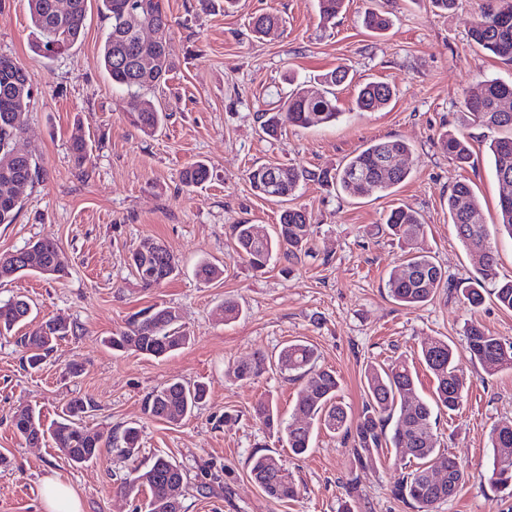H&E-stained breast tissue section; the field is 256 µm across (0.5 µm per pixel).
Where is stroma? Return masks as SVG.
Returning a JSON list of instances; mask_svg holds the SVG:
<instances>
[{
    "label": "stroma",
    "mask_w": 512,
    "mask_h": 512,
    "mask_svg": "<svg viewBox=\"0 0 512 512\" xmlns=\"http://www.w3.org/2000/svg\"><path fill=\"white\" fill-rule=\"evenodd\" d=\"M483 2L459 0L455 11L438 16L429 0H387L393 24L374 35L361 23L368 0H346L328 26L320 22L317 0H239L229 11L224 0H163L173 22V68L151 97L169 119L149 137L131 124L120 92L98 65L107 33L101 15L89 13L73 50L46 59L34 49L27 0H0V55L27 70L34 91L16 148L43 171L15 221L0 224V253L51 235L67 270L58 280L36 273L0 279V302L22 295L39 318L60 317L82 328L81 335L59 342L36 373L24 368L13 337L0 338V512H44L42 481L49 474L76 493L82 512H133L135 499L119 487L159 456L183 469L176 492L181 512H342L346 506L352 512H413L390 494L400 474L394 449H383L376 464L360 468L350 442L316 428L310 450L293 455L254 419L253 405L272 398L280 417L292 420L299 382L273 369L239 382L226 369L273 355L289 341H306L319 365L336 373L340 399L354 420L363 406L366 366L393 356L414 361L418 392L432 399L434 381L418 354L439 338L454 345L470 383L458 411L439 413L437 446L465 466L468 478L434 512H512V495L488 482L490 430L512 419V371L491 378L475 371L464 336L465 323L473 321L512 339V310L490 295L473 310L445 288L406 310L385 288L404 258L398 241L384 232L390 209L406 204L422 214L427 228L418 245L455 283L472 277L475 264L448 222L453 185L470 181L485 224L496 220L492 131L468 128L472 157L464 166L440 148L443 133L466 128L465 88L484 76L512 81V64L469 37ZM262 12L281 15L284 24L258 38L249 21ZM339 66L353 78L339 93L340 121L289 125L275 138L261 132L257 114L278 106L289 79L307 81ZM372 80L391 84L393 100L377 112L352 111L356 85ZM78 130L92 145L82 173L69 151ZM383 137L410 145L406 182L360 199L311 182L301 185L296 202L311 215L309 256L292 266L278 259L260 271L239 258L231 226L255 224L270 232L280 210L253 193L248 168L267 162L335 168ZM197 161L208 166L209 180L182 188L180 172ZM148 238L165 246L180 267L154 288L143 287L128 266ZM203 260L223 264V278L200 280L196 269ZM227 298L242 309L231 323L219 311ZM152 305L177 310L189 345L161 358L105 346V338L123 330L132 314ZM73 364L82 367L81 376L68 375ZM174 379L205 381L206 403L176 425L144 415L143 397ZM76 397L93 401L83 417L91 430L119 433L137 424V453L125 457L106 450L75 466L52 439L26 442L11 424L17 408L40 410L49 421ZM264 451L280 455L300 486L297 499L271 500L251 480L250 459Z\"/></svg>",
    "instance_id": "35a3bbf8"
}]
</instances>
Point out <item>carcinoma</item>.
I'll list each match as a JSON object with an SVG mask.
<instances>
[{"instance_id": "obj_1", "label": "carcinoma", "mask_w": 512, "mask_h": 512, "mask_svg": "<svg viewBox=\"0 0 512 512\" xmlns=\"http://www.w3.org/2000/svg\"><path fill=\"white\" fill-rule=\"evenodd\" d=\"M55 0H28L30 20L38 38L37 49L46 58H56L72 49L83 34L89 11V0H70L69 8L60 12ZM345 0H318L319 16L330 23L342 11ZM99 13L109 22L100 64L112 86L126 94L125 111L139 130L151 136L164 124L166 113L145 91L166 82L172 69L168 51L171 19L162 0H97ZM274 13H261L252 18V29L263 35L277 26ZM363 26L381 34L391 25L388 12L374 2L365 9ZM153 32L150 43L140 41L142 28ZM471 40L481 49L499 59L512 62V0H485L472 23ZM349 79L347 69L338 67L320 75L319 88L312 91L302 85L282 98L277 110L259 116L265 134L274 136L286 124L308 128L336 123L342 116L336 105V88ZM393 97V89L385 82L370 81L357 87L354 109L375 112L384 109ZM512 101V83L499 78H485L471 85L464 93L466 122L501 132L491 140L489 149L495 158V175L500 195H512V109L503 108V101ZM33 101L32 86L26 70L9 57H0V224H10L17 216L28 191L39 181L41 169L32 158L14 151L15 141L23 131V116ZM441 150L464 165L470 163L472 151L469 136L445 133L440 139ZM75 168L86 167L90 160L88 141L77 132L69 146ZM409 145L393 138L370 141L350 156L338 169H308L300 166L261 164L248 171L247 180L257 194L286 202L296 196L298 188L315 182L326 188H339L345 195L359 198L378 188L391 190L404 183L411 170L394 166L390 160L409 155ZM209 178L206 164L196 162L181 171L180 183L197 187ZM448 216L457 237L470 251L482 248L490 238L480 216V204L474 190L466 182L456 184L448 195ZM389 234L407 248L405 260L395 267L386 281L389 295L401 306L412 309L429 301L441 288H452L473 308L484 300L487 286L497 303L512 310V279L498 278L497 254L491 251L476 267L473 281L458 287L432 256L413 247L423 236L426 224L421 214L408 205L391 209L385 219ZM311 216L299 206L281 210L279 224L271 233L262 234L253 224H237L231 229L235 251L252 268L261 270L273 254L293 263L308 255L311 236ZM497 230L512 237V207L498 203ZM41 254L42 262L34 271L54 277L65 268L56 263L59 245L52 236H44L27 246ZM129 266L146 288L157 287L178 273V263L159 242L151 239L130 257ZM31 316L29 302L15 297L0 303V335L25 325ZM466 341L474 368L488 377L512 370V341L471 323ZM76 335V327L61 318H49L19 337L25 348L26 363L40 367L58 341ZM191 336L180 324L178 312L169 306H156L135 313L126 329L106 340L114 351H134L159 358L189 343ZM422 360L435 380L434 402L417 393L413 366L398 357L384 366L370 365L364 372L366 400L355 426L348 424L346 407L337 401L339 382L333 371L317 365L315 350L304 343L285 345L275 360L261 355L240 362L228 371L238 381L260 376L273 362L290 377L304 380L297 393L296 413L318 421L327 431L343 434L352 441L356 464L366 468L379 459L382 448H411L403 463L406 471L394 482V498L417 509L433 512V506L452 499L465 483L467 473L455 457L435 447L434 409L454 412L459 408L467 384L466 374L457 366L453 348L448 341L437 339L422 348ZM207 386L197 381H173L149 392L143 399L144 414L172 424L190 416L206 400ZM91 405V400L76 398L63 408L58 419L43 427L40 414L29 407L14 412L11 423L28 442H39L50 435L56 447L63 450L74 465L98 458L103 449H115L119 454L133 456L138 449V428L129 426L121 435L85 434L77 419ZM255 417L267 428L274 429L285 439L295 455L310 447L311 428L297 421L285 422L274 413L272 401L261 398L254 407ZM491 468L488 480L496 489L512 490V420H502L492 429ZM436 463L447 469L446 481L435 484L429 471ZM251 480L270 498L286 502L298 495V486L283 460L272 453H255L249 464ZM180 465L158 457L151 466L121 483L120 490L129 494L148 489L146 512H180L179 503L170 498L172 488L183 483Z\"/></svg>"}]
</instances>
